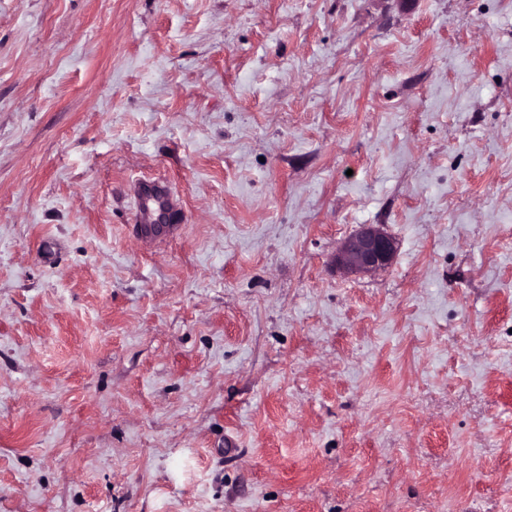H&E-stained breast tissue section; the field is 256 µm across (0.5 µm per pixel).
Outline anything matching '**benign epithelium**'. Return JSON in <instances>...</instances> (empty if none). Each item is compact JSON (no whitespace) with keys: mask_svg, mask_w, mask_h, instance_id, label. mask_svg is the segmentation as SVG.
Instances as JSON below:
<instances>
[{"mask_svg":"<svg viewBox=\"0 0 512 512\" xmlns=\"http://www.w3.org/2000/svg\"><path fill=\"white\" fill-rule=\"evenodd\" d=\"M396 241L379 225L364 224L341 243L336 264L350 275H373L392 264Z\"/></svg>","mask_w":512,"mask_h":512,"instance_id":"benign-epithelium-1","label":"benign epithelium"}]
</instances>
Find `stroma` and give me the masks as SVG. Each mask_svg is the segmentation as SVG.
I'll return each mask as SVG.
<instances>
[{"mask_svg": "<svg viewBox=\"0 0 512 512\" xmlns=\"http://www.w3.org/2000/svg\"><path fill=\"white\" fill-rule=\"evenodd\" d=\"M0 512H512V0H0ZM137 232L151 234L153 228L162 225L163 230L174 229L172 204L166 187L159 182L144 184L137 198ZM396 241L379 225L363 224L341 243L336 264L350 275H373L392 264Z\"/></svg>", "mask_w": 512, "mask_h": 512, "instance_id": "stroma-1", "label": "stroma"}]
</instances>
